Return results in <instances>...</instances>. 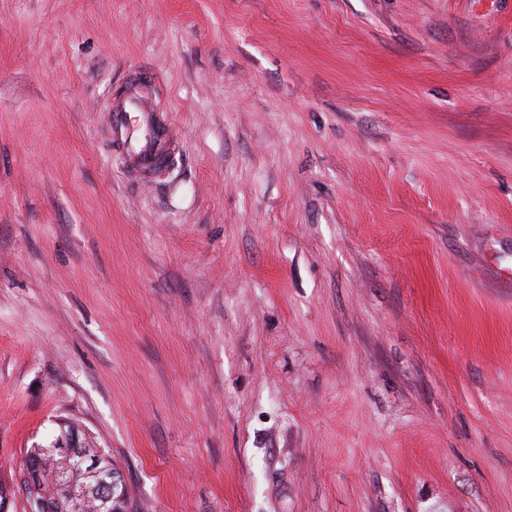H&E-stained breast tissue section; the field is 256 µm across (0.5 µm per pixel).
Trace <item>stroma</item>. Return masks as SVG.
Masks as SVG:
<instances>
[{"label": "stroma", "instance_id": "stroma-1", "mask_svg": "<svg viewBox=\"0 0 512 512\" xmlns=\"http://www.w3.org/2000/svg\"><path fill=\"white\" fill-rule=\"evenodd\" d=\"M64 419L128 512H512V0H0L1 484ZM130 112H143L141 118L151 127L157 145L156 149L144 150L131 157L126 161L128 166L125 164L131 180L145 182L149 179L148 174L170 156L169 151L174 140V133L167 119L162 114L150 110L145 102H127L122 109L110 113L114 153L122 156L124 162L127 153V141L124 132Z\"/></svg>", "mask_w": 512, "mask_h": 512}]
</instances>
